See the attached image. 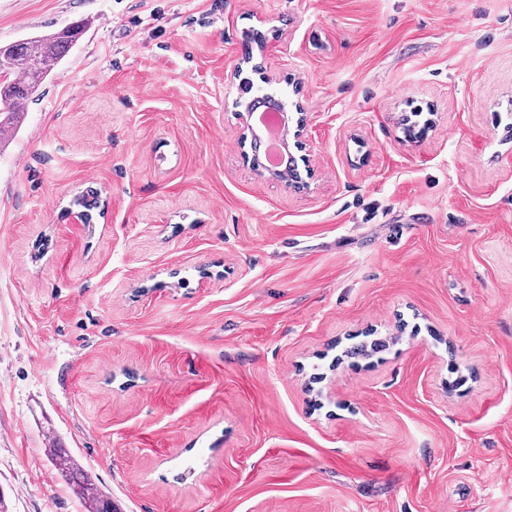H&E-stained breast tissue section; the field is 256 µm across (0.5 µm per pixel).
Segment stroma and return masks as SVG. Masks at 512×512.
Returning a JSON list of instances; mask_svg holds the SVG:
<instances>
[{"label":"stroma","instance_id":"1","mask_svg":"<svg viewBox=\"0 0 512 512\" xmlns=\"http://www.w3.org/2000/svg\"><path fill=\"white\" fill-rule=\"evenodd\" d=\"M80 20L0 151L8 512H85L52 448L116 512H512V0H0V42ZM248 30L304 186L241 141Z\"/></svg>","mask_w":512,"mask_h":512}]
</instances>
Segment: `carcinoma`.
Listing matches in <instances>:
<instances>
[{
  "label": "carcinoma",
  "mask_w": 512,
  "mask_h": 512,
  "mask_svg": "<svg viewBox=\"0 0 512 512\" xmlns=\"http://www.w3.org/2000/svg\"><path fill=\"white\" fill-rule=\"evenodd\" d=\"M84 31L85 24L75 22L57 32L31 33L0 43V149L18 133L24 106L38 96L44 82L75 48ZM49 452L53 465L71 483L87 512H112L79 462L54 448Z\"/></svg>",
  "instance_id": "carcinoma-1"
}]
</instances>
